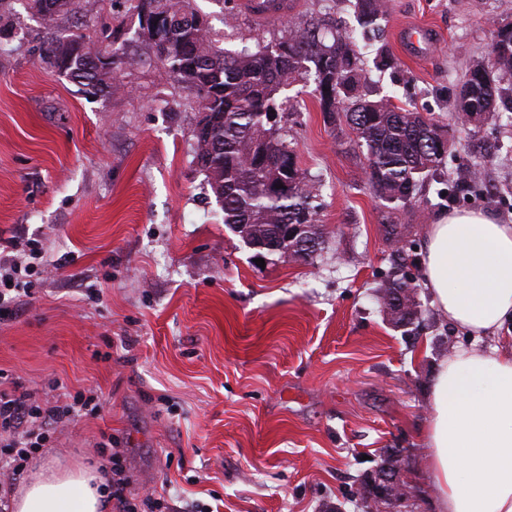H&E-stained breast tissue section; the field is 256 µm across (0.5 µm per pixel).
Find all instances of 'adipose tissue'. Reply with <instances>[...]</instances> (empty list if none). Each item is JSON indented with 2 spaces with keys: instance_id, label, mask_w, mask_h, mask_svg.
<instances>
[{
  "instance_id": "ef3b65f1",
  "label": "adipose tissue",
  "mask_w": 512,
  "mask_h": 512,
  "mask_svg": "<svg viewBox=\"0 0 512 512\" xmlns=\"http://www.w3.org/2000/svg\"><path fill=\"white\" fill-rule=\"evenodd\" d=\"M423 280L433 305L480 339L512 322V224L451 211L425 228ZM426 478L437 512H512V336L444 357L430 398ZM94 468H49L10 496L12 512H104Z\"/></svg>"
}]
</instances>
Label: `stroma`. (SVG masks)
Listing matches in <instances>:
<instances>
[{
	"label": "stroma",
	"mask_w": 512,
	"mask_h": 512,
	"mask_svg": "<svg viewBox=\"0 0 512 512\" xmlns=\"http://www.w3.org/2000/svg\"><path fill=\"white\" fill-rule=\"evenodd\" d=\"M379 38L358 42V92L389 96L446 130L439 175L390 208L366 179V151L343 122L325 123L311 83L276 129L292 143L320 206L324 242L312 259L256 251L224 223L195 158L196 93L139 34L126 0H73L56 33L117 46L122 87L90 93L39 57L43 28L29 0H0V243L37 240L45 272L0 320V371L43 402L90 388L100 416L56 428L30 468L100 463L104 435L122 452L130 493L152 490L168 512H367L357 493L399 452L410 495L401 512H433L422 444L438 362L469 345L421 282L423 230L449 211L512 220V122L463 127V75L512 0H387ZM222 47L258 49L283 23L236 13L233 0H191ZM312 17L358 30L349 0H296ZM424 24L440 40L406 57L398 30ZM393 58L375 65L378 49ZM499 147L488 159L472 139ZM480 168L485 185L460 190ZM397 225L391 239L387 225ZM418 282L419 316L393 325L377 303L390 278Z\"/></svg>",
	"instance_id": "obj_1"
}]
</instances>
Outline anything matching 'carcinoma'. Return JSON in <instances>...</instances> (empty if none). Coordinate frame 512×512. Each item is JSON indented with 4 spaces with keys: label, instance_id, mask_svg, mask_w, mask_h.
<instances>
[{
    "label": "carcinoma",
    "instance_id": "cac0c4a2",
    "mask_svg": "<svg viewBox=\"0 0 512 512\" xmlns=\"http://www.w3.org/2000/svg\"><path fill=\"white\" fill-rule=\"evenodd\" d=\"M71 2L31 0L30 8L46 30L42 60L91 90H119L121 83L112 72L91 66L101 51L99 43L82 34L76 41L56 35L57 18ZM128 2L138 15L153 9L183 20L170 45L161 48L150 37L145 40L178 81H184V69L194 68L189 85L196 90L198 107L209 111L206 130L195 134L196 159L222 204L224 223L244 225L238 234L250 246L256 237L248 224L265 225L261 234L277 242L275 253L292 261L306 262L312 255H299L293 242L277 237L279 225L304 224V233L322 240L318 205L306 188L305 173L294 150L276 137V114L290 106V99L279 94L301 80L313 81L314 97L328 124L346 119L366 149L368 184L388 204L413 199L419 183L439 170L451 149L433 141L436 125L422 113L387 99L366 101L356 95V38L323 20L289 24L287 34L255 51L232 50L217 46L210 28L191 24L196 12L190 0ZM355 10L364 37L378 30L387 15L385 0H355ZM187 37L196 46L192 54L180 48ZM499 75L512 77L511 24L496 30L488 60L470 66L465 74L456 109L468 124L480 125L506 99L512 104V85L501 86ZM262 145L271 151L265 162L258 153ZM271 181L284 187L271 190Z\"/></svg>",
    "mask_w": 512,
    "mask_h": 512
}]
</instances>
